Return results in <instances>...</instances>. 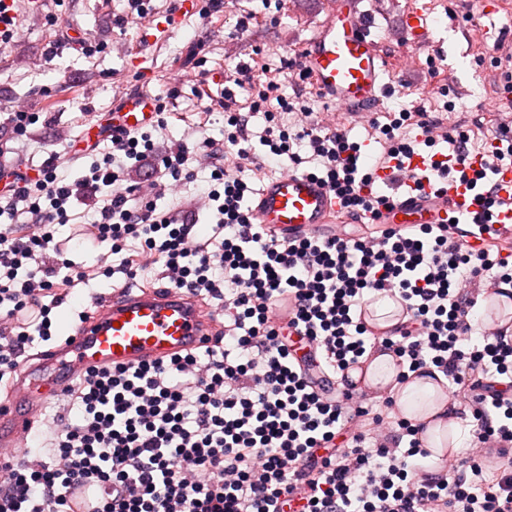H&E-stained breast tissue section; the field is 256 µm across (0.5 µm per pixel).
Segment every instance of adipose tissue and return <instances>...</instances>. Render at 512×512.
<instances>
[{
  "mask_svg": "<svg viewBox=\"0 0 512 512\" xmlns=\"http://www.w3.org/2000/svg\"><path fill=\"white\" fill-rule=\"evenodd\" d=\"M399 373L392 355L380 353L374 356L365 370H350L348 380L355 388L374 391L391 390L399 411L406 417L427 422L428 445L434 453L441 448L440 435L454 431L458 423L451 404L439 386L431 378H413L404 385H396Z\"/></svg>",
  "mask_w": 512,
  "mask_h": 512,
  "instance_id": "adipose-tissue-1",
  "label": "adipose tissue"
}]
</instances>
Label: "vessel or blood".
<instances>
[{
    "mask_svg": "<svg viewBox=\"0 0 512 512\" xmlns=\"http://www.w3.org/2000/svg\"><path fill=\"white\" fill-rule=\"evenodd\" d=\"M363 0H345L344 8L328 14L305 49V68L314 87L338 105L365 116L386 82L388 61L371 34V17ZM430 0H417L402 15V28L412 42L429 35ZM155 106L150 96L129 94L112 115L113 126L133 132L152 123ZM438 152H418L399 168L378 171L380 183L399 179L390 224H439L469 212L474 224H491L512 234V165L494 175L496 205L484 210L473 200L468 183L453 181L445 194L433 193L425 176ZM338 206L316 179L285 173L264 185L254 210L257 223L289 235L328 223ZM215 316L181 290L161 286L137 287L100 296L87 319L70 325L69 339L25 361L12 390L0 398V453L14 452L33 425L41 407L60 395L76 373L92 366L132 365L189 350L214 336Z\"/></svg>",
    "mask_w": 512,
    "mask_h": 512,
    "instance_id": "b4317fda",
    "label": "vessel or blood"
}]
</instances>
